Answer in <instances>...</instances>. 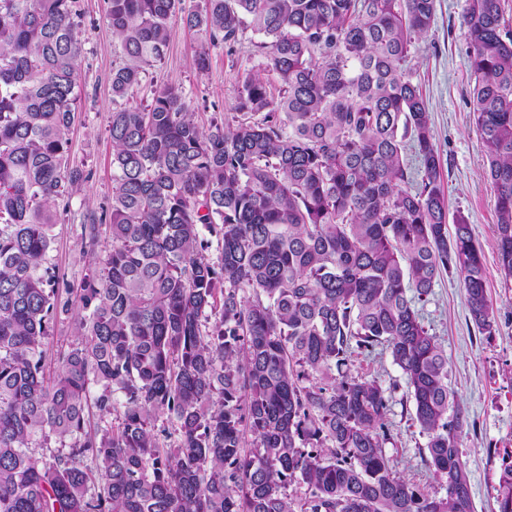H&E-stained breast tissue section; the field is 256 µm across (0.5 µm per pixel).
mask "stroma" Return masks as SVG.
I'll return each mask as SVG.
<instances>
[{
	"instance_id": "1",
	"label": "stroma",
	"mask_w": 512,
	"mask_h": 512,
	"mask_svg": "<svg viewBox=\"0 0 512 512\" xmlns=\"http://www.w3.org/2000/svg\"><path fill=\"white\" fill-rule=\"evenodd\" d=\"M204 7L205 0H182L180 13L168 22L162 59L146 66L141 83L122 99L112 94V71L126 58L112 35L106 0H79V22L87 40L79 59L81 95L68 132L66 167L81 171L83 177L52 207L55 224L48 267L53 288L79 290L110 247L106 232L92 238L84 226L91 218H104L112 203L115 181L108 125L113 111L129 102L149 104L157 86L173 83L183 88L201 124L234 112L244 70L260 61L259 37L248 30L234 48H211L208 70L198 71L194 56L208 36L204 30L184 27L182 15ZM464 7L465 0H435L434 22L413 48L410 68L431 114L448 214L465 217L471 226L497 328L491 337L478 330L462 282L453 274L438 277L417 308L429 334L448 356L449 383L467 418L459 447L475 512H498L502 457L512 452V279H504L499 269L496 197L483 174L484 146L469 101L472 77L461 25ZM354 367L389 390L391 440L385 452L393 469L425 491L443 495V484L422 460L426 439L412 419L405 380L389 351L355 356Z\"/></svg>"
}]
</instances>
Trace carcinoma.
I'll return each instance as SVG.
<instances>
[{"instance_id":"obj_1","label":"carcinoma","mask_w":512,"mask_h":512,"mask_svg":"<svg viewBox=\"0 0 512 512\" xmlns=\"http://www.w3.org/2000/svg\"><path fill=\"white\" fill-rule=\"evenodd\" d=\"M180 2L107 0L127 58L113 95L161 60ZM77 3L0 0V512H474L466 418L416 309L454 272L480 332L496 330L471 227L459 215L448 232L408 67L434 0H206L187 14L213 47L263 36V61L207 128L172 83L112 112V246L73 300L44 271L50 204L82 178L64 170ZM463 26L512 278V30L501 0H466ZM74 304L76 343L48 374V322ZM379 345L442 496L386 456L387 389L352 369ZM52 437L60 447L37 457ZM497 500L512 512L511 461Z\"/></svg>"}]
</instances>
